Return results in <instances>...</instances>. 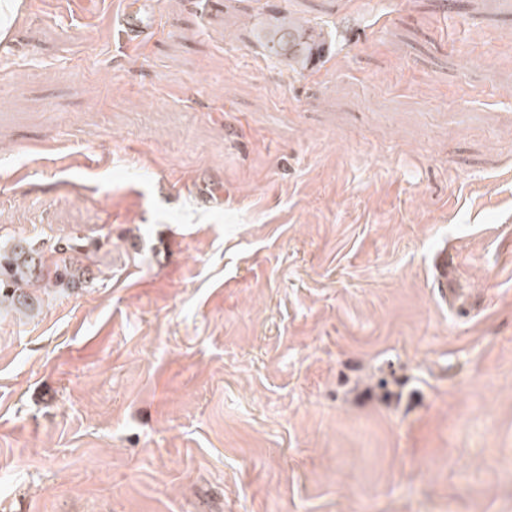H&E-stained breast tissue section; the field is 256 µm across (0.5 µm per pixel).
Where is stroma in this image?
Returning <instances> with one entry per match:
<instances>
[{"mask_svg": "<svg viewBox=\"0 0 512 512\" xmlns=\"http://www.w3.org/2000/svg\"><path fill=\"white\" fill-rule=\"evenodd\" d=\"M122 2L0 0V242L98 245L0 311V512H512V0ZM122 24L127 31V35L135 40L143 39L151 28V23H145L141 20L136 3H130L122 17ZM261 43L268 57L300 70L312 66L326 51L325 41L314 27L288 21L270 28ZM456 267V257L453 252L443 249L435 258V284L442 292L449 286L451 275Z\"/></svg>", "mask_w": 512, "mask_h": 512, "instance_id": "stroma-1", "label": "stroma"}]
</instances>
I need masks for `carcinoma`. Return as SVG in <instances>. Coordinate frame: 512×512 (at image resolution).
<instances>
[{"label":"carcinoma","mask_w":512,"mask_h":512,"mask_svg":"<svg viewBox=\"0 0 512 512\" xmlns=\"http://www.w3.org/2000/svg\"><path fill=\"white\" fill-rule=\"evenodd\" d=\"M262 46L268 57L284 60L300 70L312 66L326 51L325 41L314 27L288 21L270 28ZM70 250L69 245L59 249V257L48 263L41 252L21 240L9 247L0 245V308L34 310L40 300L29 289L36 285L58 289L75 287L82 268L76 265Z\"/></svg>","instance_id":"1"}]
</instances>
